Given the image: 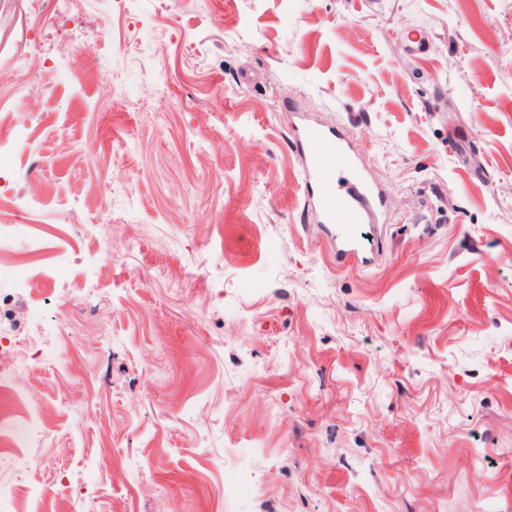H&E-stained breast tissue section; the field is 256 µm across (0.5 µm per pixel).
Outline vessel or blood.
<instances>
[{
    "label": "vessel or blood",
    "instance_id": "b4317fda",
    "mask_svg": "<svg viewBox=\"0 0 512 512\" xmlns=\"http://www.w3.org/2000/svg\"><path fill=\"white\" fill-rule=\"evenodd\" d=\"M293 145L303 156L302 189L308 208L332 233L338 262L364 260L366 245L357 230L380 223L386 210L383 189L364 170L351 136L299 118Z\"/></svg>",
    "mask_w": 512,
    "mask_h": 512
}]
</instances>
